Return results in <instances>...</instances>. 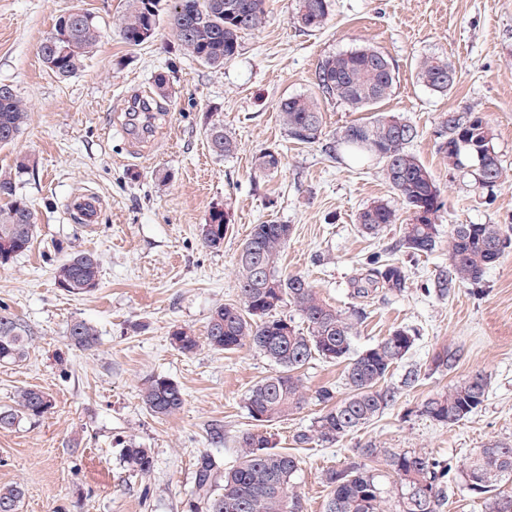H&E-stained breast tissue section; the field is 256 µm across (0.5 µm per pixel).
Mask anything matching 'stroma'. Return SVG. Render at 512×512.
Here are the masks:
<instances>
[{
    "instance_id": "stroma-1",
    "label": "stroma",
    "mask_w": 512,
    "mask_h": 512,
    "mask_svg": "<svg viewBox=\"0 0 512 512\" xmlns=\"http://www.w3.org/2000/svg\"><path fill=\"white\" fill-rule=\"evenodd\" d=\"M124 3L0 0V83L12 85L28 107L18 139L0 147V171L18 154L30 156L18 193L36 212L31 249L0 266V312L23 326L27 344L24 362L0 365V408L23 387L53 400L42 417L0 430V485L22 486L19 512H190L198 458L207 454L219 469L230 468L249 431H263L300 459L294 489L306 512L325 510L323 471L366 445L459 460L493 441L512 443V247L479 284L451 296L432 290L448 266L450 225L512 227V0H331L327 23L315 32L293 23L296 0H266L264 24L243 35L237 56L221 68L184 54L165 11L151 40L126 44L118 29ZM76 9L95 14L105 36L83 70L61 80L43 66L38 46L59 15ZM364 45L393 62L398 82L381 109L416 127L409 149L441 191L438 243L428 254L397 250L411 219L405 208L378 234L359 231L363 208L397 202L379 159L328 157L321 144L290 140L280 121L279 102L296 95L318 98L325 134L359 119L345 103L321 97L314 78L322 59ZM432 55L457 69L448 94L416 79L419 62ZM159 74L169 85L164 109L149 136L134 138L126 115ZM468 110L487 119L503 168L502 184L491 191L449 170L438 150L444 115ZM214 122L236 140L233 153L210 151ZM268 150L280 153V167L256 169V155ZM87 194L101 201L92 224L71 210ZM216 207L229 230L220 247L209 248L202 226ZM271 222L291 227L280 273L307 276L343 312L356 304L351 280L369 254L402 263L407 275L402 293L381 292L366 303L352 337L360 351L397 328L414 336L387 378L400 395L327 448L298 445L295 435L321 411L316 390L348 395L344 364L311 360L300 372L304 409L260 426L245 399L272 373L266 357L204 343L185 355L171 343L179 327L204 336L212 312L238 302L237 256L253 225ZM78 251L95 253L101 266L98 287L80 296L55 280L57 266ZM76 320L94 327L93 348L70 346ZM446 347L460 349L461 359L453 371H435L432 357ZM411 370L418 382L401 388ZM477 372L490 388L476 414L452 426L421 415L426 400ZM152 376L181 386L179 413L159 419L147 410L139 389ZM130 442L150 449L148 475L123 468L120 452Z\"/></svg>"
}]
</instances>
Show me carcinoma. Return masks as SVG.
Wrapping results in <instances>:
<instances>
[{
    "label": "carcinoma",
    "instance_id": "carcinoma-1",
    "mask_svg": "<svg viewBox=\"0 0 512 512\" xmlns=\"http://www.w3.org/2000/svg\"><path fill=\"white\" fill-rule=\"evenodd\" d=\"M162 0H129L120 20L125 43L139 46L155 34ZM171 21L175 34L189 56L210 66L222 67L238 54L241 34L258 29L265 17L266 0H172ZM331 0H297L293 23L307 31L321 30L329 17ZM87 12L74 10L60 16L53 28L56 37L44 38L38 54L60 79L80 71L83 62L97 48L102 30L97 20L86 22ZM381 52L366 45L328 56L315 71V83L324 97L336 98L359 111L373 110L388 99L397 83L390 59L380 61ZM417 80L431 91L445 95L456 84L454 64L444 57L420 62ZM167 98L165 80L155 79V96L143 98L132 107L131 116L144 115L141 131H147L152 112ZM280 120L288 137L303 144L316 143L323 135L318 100L305 95L290 96L279 104ZM27 119L26 104L11 85L0 86V146L13 143ZM416 129L399 118L379 112L364 121L349 123L324 144L333 157L342 146L355 159L376 156L384 162L386 180L398 201L412 215L405 225L398 247L419 255L432 252L437 244V213L442 206L441 191L430 172L408 150ZM439 151L448 168L472 172L483 188L502 182L503 168L492 145L486 118L478 112L450 111L441 122ZM210 150L224 156L235 151L236 143L221 125L209 129ZM258 169L272 171L280 157L272 151L256 156ZM29 159L16 157L14 173L0 175V265L27 251L33 239L35 213L17 193V179L27 173ZM397 214L386 202H374L358 215V227L375 235L396 223ZM228 222L224 211L213 209L202 230L204 243L218 248L224 243ZM290 225L256 224L238 255L243 305L228 303L212 313L205 340L215 350L232 352L244 345L263 354L275 371L254 385L247 398L249 416L256 422L286 420L302 409L306 396L299 370L311 359L345 363V380L350 393L338 401L335 391L324 386L315 392L322 413L309 428L297 433L299 444L334 445L343 436L367 424L391 407L397 392L386 383L391 367L413 348L415 337L407 330H393L378 344L355 352L352 335L355 322L363 315L361 305L379 290L400 293L406 285L402 265L372 255L352 280L351 296L359 302L346 314L321 298L302 275L282 277L278 263L288 242ZM512 245V232L500 224H452L448 229V270L437 277L440 294H451L456 286L477 284ZM100 263L92 252L71 255L56 268L60 288L73 295L93 291L99 285ZM293 304L307 322L306 330L278 316L284 302ZM70 344L90 349L97 343L95 329L83 321L68 328ZM172 343L183 354L199 347V338L180 328ZM26 359L25 331L8 315H0V362L16 364ZM459 360L450 348L434 354L435 369L451 370ZM489 381L475 373L451 386L448 392L428 399L421 414L443 425H454L475 414L486 401ZM150 413L166 417L179 411L185 401L181 387L169 378L152 376L140 390ZM52 407L45 391L27 387L20 390L14 405L0 409V429L10 430L24 418H39ZM240 457L217 484L216 462L203 455L197 462L194 501L191 512H304L302 498L292 480L300 460L276 448L270 437L246 432L239 441ZM121 461L134 475L150 472L152 457L147 448L130 443L122 448ZM385 466L381 471L372 463ZM512 482V444L493 443L477 448L464 460L439 459L416 449L396 450L368 446L341 468L324 471L322 482L328 490L325 512H386L396 499V512H442L448 495L457 487L483 502L486 512H512V495L499 492L501 484ZM23 491L14 485L0 486V512H19Z\"/></svg>",
    "mask_w": 512,
    "mask_h": 512
}]
</instances>
